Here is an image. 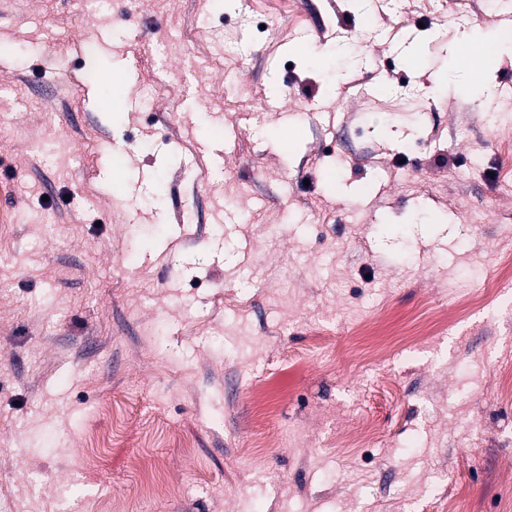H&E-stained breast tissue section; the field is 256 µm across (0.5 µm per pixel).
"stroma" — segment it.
<instances>
[{
  "mask_svg": "<svg viewBox=\"0 0 512 512\" xmlns=\"http://www.w3.org/2000/svg\"><path fill=\"white\" fill-rule=\"evenodd\" d=\"M490 2L0 0V512H512ZM511 42L512 33L510 29L500 30L494 38L481 41L471 55L460 58L457 65L475 74L482 73L487 70L494 59L498 58L502 46L505 43L511 44Z\"/></svg>",
  "mask_w": 512,
  "mask_h": 512,
  "instance_id": "35a3bbf8",
  "label": "stroma"
}]
</instances>
